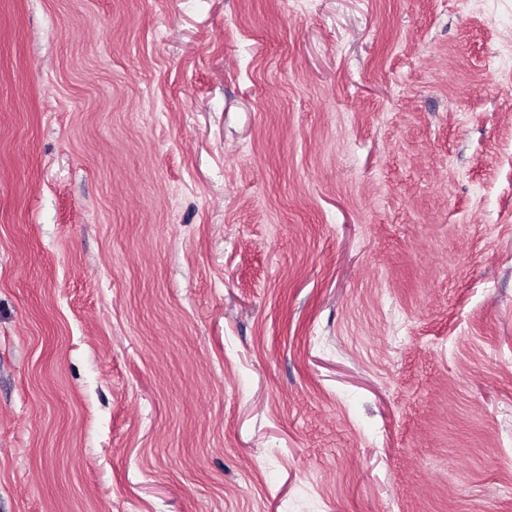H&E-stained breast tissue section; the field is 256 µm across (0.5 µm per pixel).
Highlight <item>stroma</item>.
Segmentation results:
<instances>
[{"mask_svg": "<svg viewBox=\"0 0 512 512\" xmlns=\"http://www.w3.org/2000/svg\"><path fill=\"white\" fill-rule=\"evenodd\" d=\"M0 512H512V0H0Z\"/></svg>", "mask_w": 512, "mask_h": 512, "instance_id": "stroma-1", "label": "stroma"}]
</instances>
